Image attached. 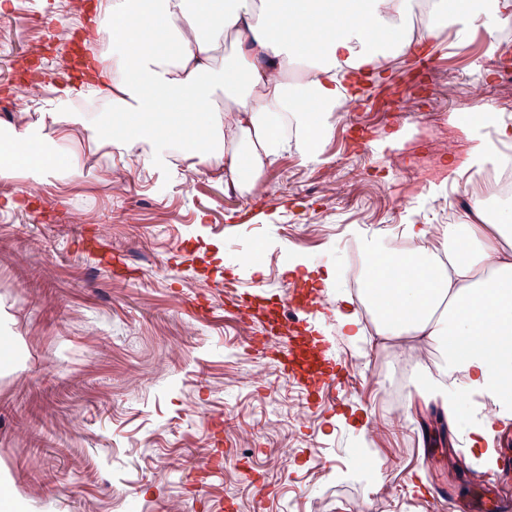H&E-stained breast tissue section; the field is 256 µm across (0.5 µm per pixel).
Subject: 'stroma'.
I'll use <instances>...</instances> for the list:
<instances>
[{
  "mask_svg": "<svg viewBox=\"0 0 512 512\" xmlns=\"http://www.w3.org/2000/svg\"><path fill=\"white\" fill-rule=\"evenodd\" d=\"M97 21L68 0H13L0 12V98L25 70L37 91L30 120H42L53 89L73 80L99 86ZM452 48L411 93L407 56L322 144L323 160L297 150L263 175V196L246 195L219 171L177 165L155 173L109 149L75 141L83 174L49 179L29 198L18 172L0 184V307L26 358L0 372V470L28 512H436L432 485L454 486L456 467L425 468L422 448L448 450L449 437L422 424L434 406L407 390L401 410L384 411L382 385L395 369L390 344L339 329L334 297L350 292L349 225L386 238L407 223L434 226L448 208L471 210L468 103L501 113L493 39ZM395 135L392 149L376 145ZM433 152L438 173L419 175ZM257 251L263 271L234 257ZM338 268L314 321L344 386L309 404L279 378L224 293L225 281L275 312L292 272ZM223 438L228 458L203 488L201 458Z\"/></svg>",
  "mask_w": 512,
  "mask_h": 512,
  "instance_id": "35a3bbf8",
  "label": "stroma"
}]
</instances>
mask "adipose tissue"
I'll list each match as a JSON object with an SVG mask.
<instances>
[{
  "instance_id": "adipose-tissue-1",
  "label": "adipose tissue",
  "mask_w": 512,
  "mask_h": 512,
  "mask_svg": "<svg viewBox=\"0 0 512 512\" xmlns=\"http://www.w3.org/2000/svg\"><path fill=\"white\" fill-rule=\"evenodd\" d=\"M414 0H100L98 17L112 28V50L101 57L98 94L110 113L71 108L82 90H56L48 119L11 128L0 143V179L19 164L41 180L55 151L67 170L81 172L68 152L76 135L151 171L175 161L195 172L224 168L241 192L262 191L265 170L288 149L317 163V140L330 135L336 114L355 95L357 79L403 54L412 39L444 27L465 36L473 23L488 33L512 18V0H427L412 26ZM140 18L142 26L132 25ZM388 33L374 44L373 32ZM469 167L482 172L502 161L512 127L488 114L470 123ZM466 224H452L449 267L433 248L399 257L382 240L360 238L369 259L365 300L382 336H411L421 347L442 345L446 368H461L465 391L493 400L495 419L512 414V214L489 221L475 201Z\"/></svg>"
}]
</instances>
